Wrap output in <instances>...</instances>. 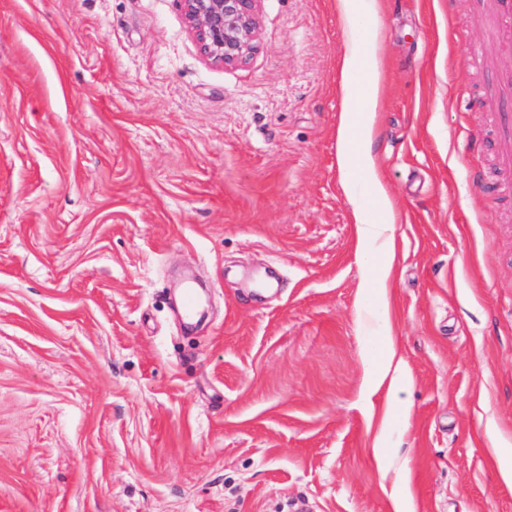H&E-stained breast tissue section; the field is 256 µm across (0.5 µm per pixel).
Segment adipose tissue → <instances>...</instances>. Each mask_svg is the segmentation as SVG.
I'll return each instance as SVG.
<instances>
[{"mask_svg":"<svg viewBox=\"0 0 512 512\" xmlns=\"http://www.w3.org/2000/svg\"><path fill=\"white\" fill-rule=\"evenodd\" d=\"M351 35L342 71L350 75L365 68L364 83L343 86V112L336 132L337 157L342 180L353 208L359 242L379 240L381 248L392 244L393 204L382 179L372 146L379 131L376 117L382 87V48L376 34L355 30L358 13H375L378 0H337ZM363 179L369 194L359 192L354 183Z\"/></svg>","mask_w":512,"mask_h":512,"instance_id":"adipose-tissue-1","label":"adipose tissue"}]
</instances>
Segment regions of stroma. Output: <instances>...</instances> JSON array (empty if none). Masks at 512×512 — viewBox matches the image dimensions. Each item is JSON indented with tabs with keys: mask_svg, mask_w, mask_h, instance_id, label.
<instances>
[{
	"mask_svg": "<svg viewBox=\"0 0 512 512\" xmlns=\"http://www.w3.org/2000/svg\"><path fill=\"white\" fill-rule=\"evenodd\" d=\"M491 5L358 17L388 253L338 167L336 0H258L234 66L182 0H0V512H512Z\"/></svg>",
	"mask_w": 512,
	"mask_h": 512,
	"instance_id": "stroma-1",
	"label": "stroma"
}]
</instances>
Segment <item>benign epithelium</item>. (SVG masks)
Here are the masks:
<instances>
[{"instance_id": "1", "label": "benign epithelium", "mask_w": 512, "mask_h": 512, "mask_svg": "<svg viewBox=\"0 0 512 512\" xmlns=\"http://www.w3.org/2000/svg\"><path fill=\"white\" fill-rule=\"evenodd\" d=\"M258 0H183L187 23L205 57L232 66L252 52Z\"/></svg>"}]
</instances>
